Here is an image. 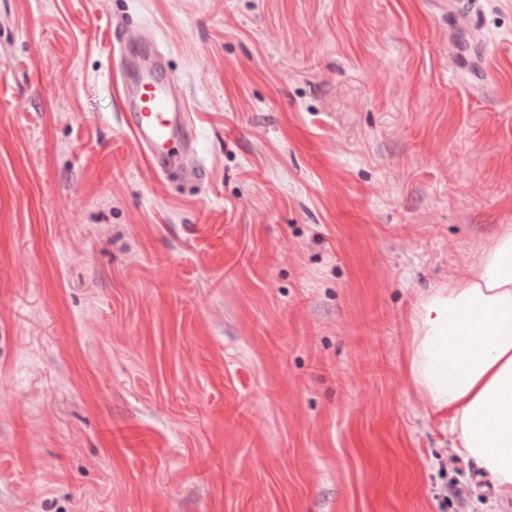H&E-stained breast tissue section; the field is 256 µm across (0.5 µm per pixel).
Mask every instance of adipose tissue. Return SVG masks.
<instances>
[{
    "mask_svg": "<svg viewBox=\"0 0 512 512\" xmlns=\"http://www.w3.org/2000/svg\"><path fill=\"white\" fill-rule=\"evenodd\" d=\"M408 371L451 449L488 477L494 506L512 503V226L472 271L415 307Z\"/></svg>",
    "mask_w": 512,
    "mask_h": 512,
    "instance_id": "adipose-tissue-1",
    "label": "adipose tissue"
}]
</instances>
